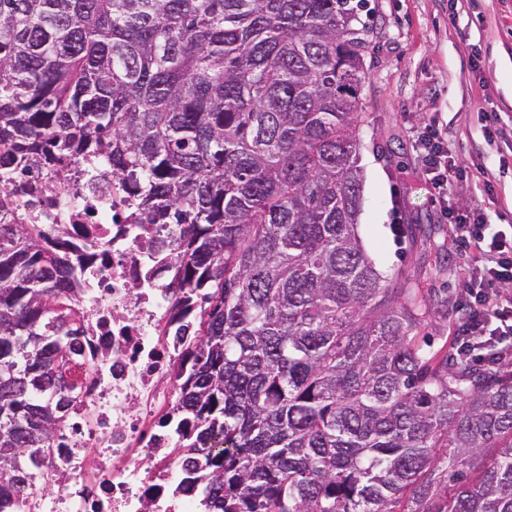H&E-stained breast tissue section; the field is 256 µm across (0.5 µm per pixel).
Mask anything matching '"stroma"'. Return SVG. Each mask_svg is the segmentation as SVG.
<instances>
[{
	"label": "stroma",
	"instance_id": "35a3bbf8",
	"mask_svg": "<svg viewBox=\"0 0 512 512\" xmlns=\"http://www.w3.org/2000/svg\"><path fill=\"white\" fill-rule=\"evenodd\" d=\"M359 94L358 233L377 269L419 306L418 344L449 354L472 252L451 237L414 135L438 126L470 171L453 188L512 235V0H368Z\"/></svg>",
	"mask_w": 512,
	"mask_h": 512
}]
</instances>
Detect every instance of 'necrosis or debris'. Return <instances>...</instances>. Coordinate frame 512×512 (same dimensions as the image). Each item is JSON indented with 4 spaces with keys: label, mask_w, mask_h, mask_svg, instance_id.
<instances>
[{
    "label": "necrosis or debris",
    "mask_w": 512,
    "mask_h": 512,
    "mask_svg": "<svg viewBox=\"0 0 512 512\" xmlns=\"http://www.w3.org/2000/svg\"><path fill=\"white\" fill-rule=\"evenodd\" d=\"M35 179L40 223L68 225L84 254L74 302L85 326L72 357L82 374L78 394L45 463L67 483L55 496H33L23 512H198L196 494L181 489L187 461L174 455L180 437L169 429L174 369L193 339L176 333L171 272L152 250L167 232L128 223L105 180L63 193L51 173Z\"/></svg>",
    "instance_id": "obj_1"
}]
</instances>
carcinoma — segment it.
Segmentation results:
<instances>
[{"label":"carcinoma","instance_id":"obj_1","mask_svg":"<svg viewBox=\"0 0 512 512\" xmlns=\"http://www.w3.org/2000/svg\"><path fill=\"white\" fill-rule=\"evenodd\" d=\"M365 0H0V210L100 155L170 224L199 339L177 409L205 512H512V375L432 365L358 235ZM80 259L0 223V512L70 390Z\"/></svg>","mask_w":512,"mask_h":512}]
</instances>
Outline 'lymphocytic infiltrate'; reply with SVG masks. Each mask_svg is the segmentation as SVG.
Returning <instances> with one entry per match:
<instances>
[{
  "mask_svg": "<svg viewBox=\"0 0 512 512\" xmlns=\"http://www.w3.org/2000/svg\"><path fill=\"white\" fill-rule=\"evenodd\" d=\"M424 172L439 197H451L463 169L449 153L441 131L425 126L417 136ZM454 238L473 249V264L464 271L465 315L454 331L455 350L468 349L498 362L512 360V238L492 231L478 208H449Z\"/></svg>",
  "mask_w": 512,
  "mask_h": 512,
  "instance_id": "1",
  "label": "lymphocytic infiltrate"
}]
</instances>
